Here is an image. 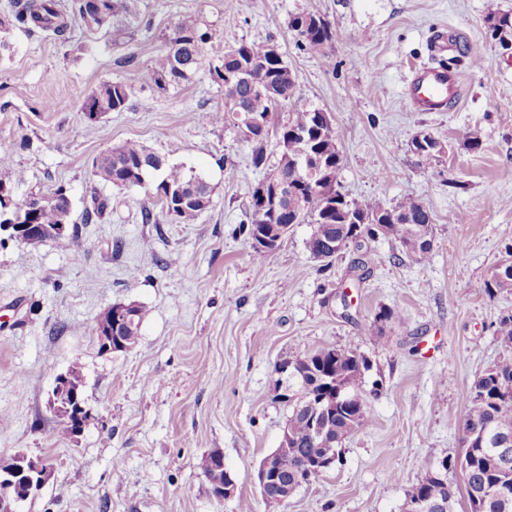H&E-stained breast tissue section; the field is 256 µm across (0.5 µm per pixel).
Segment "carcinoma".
Instances as JSON below:
<instances>
[{"label": "carcinoma", "mask_w": 512, "mask_h": 512, "mask_svg": "<svg viewBox=\"0 0 512 512\" xmlns=\"http://www.w3.org/2000/svg\"><path fill=\"white\" fill-rule=\"evenodd\" d=\"M486 21L492 36L512 30V15L493 9ZM290 28L300 37L301 47L311 54H320L331 42V24L320 14L303 11L293 15ZM15 27L32 33L36 30L57 40H66L68 26L59 0H14L12 18L0 20V52L10 49L2 33ZM174 34L181 36L182 43L174 52L168 50L156 56L150 68V78L163 88L168 84L188 79L196 67L202 45L208 36L199 28L196 20L186 17L174 28ZM256 63L265 69L267 86L263 91L254 90L250 85L239 87L238 94L246 113L263 123H269L270 114L279 106L292 104L298 99L295 78L282 60L272 61L265 52V46L242 43L224 52L221 65L214 68L219 81H224V72L237 69L244 64ZM130 89L122 83L106 82L92 90L87 99L99 105L101 112H121L126 109ZM319 109L295 106L288 113L281 129L288 130V154L280 155L278 163L269 168L264 179L286 181L297 190L298 203L288 202V211L277 217L276 223L261 225L255 220L259 202L251 200L249 222L242 225L246 239L264 227L280 236L279 226L284 224H309L311 234L306 242L312 256L320 257L330 265L349 245H361L366 239L380 236L379 226L391 220L399 222L392 239L398 242L400 253L415 263H422L432 250V215L420 201L405 198L388 205L374 198L361 200L342 199L341 209L330 207L331 200L324 190L332 175L340 172L344 156L338 147L330 118L319 123ZM315 132L312 156L318 160L322 172L315 186H301V172L293 167L305 147L300 133ZM163 176L153 186L152 195L161 203L166 212H174L180 224H193L204 209L191 204L184 209L171 210L168 187L195 184L207 196H212L213 187L194 171L171 165L167 159L136 142L100 152L92 161L91 175L99 183L124 187L140 185L141 177L154 172ZM46 204L38 217L40 224H60L71 210L67 191L59 186L43 193ZM110 200L105 196L93 195L86 218L100 217L109 208ZM512 268V253L503 266L496 267L483 283L489 296L512 285H504L499 274ZM146 308L138 304L134 316L120 325L119 338L133 347L138 343L139 330L146 318ZM496 335L506 350L493 366L489 367L474 382L466 399V415L463 422V441L466 446L460 463L465 476V490L470 512H512V313L500 316ZM359 338H354L344 348H319L294 358L299 376L292 381L293 394L291 415L288 418L290 448L277 458L279 481L270 486L268 494L280 491L300 480L307 469L319 456L320 449L330 446L338 448L349 435L363 428L368 419L365 398L360 394L366 360L357 350ZM335 376L334 382L344 389L346 401L333 413L318 417L320 436H315L308 415L311 395L318 394L327 386L328 376ZM435 464L425 465L422 480L412 488L408 500L419 499L433 504L443 503L444 512H453L455 492L451 486L436 480Z\"/></svg>", "instance_id": "carcinoma-1"}]
</instances>
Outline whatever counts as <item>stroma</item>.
I'll return each mask as SVG.
<instances>
[{"label":"stroma","instance_id":"1","mask_svg":"<svg viewBox=\"0 0 512 512\" xmlns=\"http://www.w3.org/2000/svg\"><path fill=\"white\" fill-rule=\"evenodd\" d=\"M130 12L90 32L69 15V38L12 30L0 56V181L14 201L64 187L83 240L24 245L0 236V458L50 461L53 474L21 512H403L423 464L463 456L461 429L475 380L499 360L495 334L512 290L483 283L512 249V48L486 22L487 0H131ZM335 30L322 54L299 47L289 26L302 11ZM207 32L188 80L158 88L148 72L177 22ZM447 30L448 50H431ZM241 43L276 44L302 105L327 112L344 154L349 198L392 204L411 197L433 216L434 245L420 264L394 240L347 247L330 267L309 254L307 224L293 225L265 260L242 223L265 167L224 120V86L212 69ZM467 73L459 104L418 112L405 98L412 64ZM105 82L131 90L128 107L89 121L86 95ZM211 122H195V113ZM427 131L448 151L422 169L408 150ZM480 150L465 149L466 133ZM136 142L200 174L215 189L196 223L180 224L142 187L95 181L101 151ZM22 179H15V171ZM109 197L86 219L92 194ZM155 221L143 223V210ZM121 251H114V244ZM148 317L125 352L101 354L92 328L111 305ZM397 310L383 334L366 329ZM358 340L367 424L346 438L342 462L284 503L266 500L260 460L278 448L291 408L276 365ZM80 365L92 418L78 439L54 435L47 407L56 376ZM217 451L237 482L219 501L198 467Z\"/></svg>","mask_w":512,"mask_h":512}]
</instances>
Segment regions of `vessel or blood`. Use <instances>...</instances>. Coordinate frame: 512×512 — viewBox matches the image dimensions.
Listing matches in <instances>:
<instances>
[{
    "mask_svg": "<svg viewBox=\"0 0 512 512\" xmlns=\"http://www.w3.org/2000/svg\"><path fill=\"white\" fill-rule=\"evenodd\" d=\"M464 83L463 72L422 65L407 85L408 100L421 112H445L458 104Z\"/></svg>",
    "mask_w": 512,
    "mask_h": 512,
    "instance_id": "obj_1",
    "label": "vessel or blood"
}]
</instances>
